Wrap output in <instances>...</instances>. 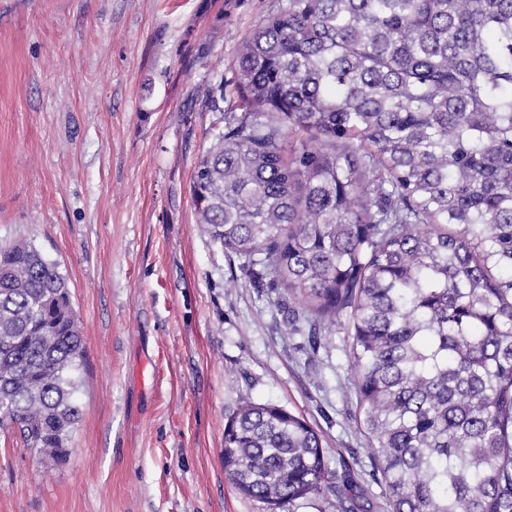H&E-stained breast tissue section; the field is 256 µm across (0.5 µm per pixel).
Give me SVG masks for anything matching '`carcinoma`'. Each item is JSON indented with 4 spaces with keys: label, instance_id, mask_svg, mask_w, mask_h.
I'll list each match as a JSON object with an SVG mask.
<instances>
[{
    "label": "carcinoma",
    "instance_id": "1",
    "mask_svg": "<svg viewBox=\"0 0 512 512\" xmlns=\"http://www.w3.org/2000/svg\"><path fill=\"white\" fill-rule=\"evenodd\" d=\"M224 121L197 223L297 306L344 326L389 512H512V0H287L204 90ZM86 358L67 277L0 247V430L61 460ZM224 472L269 512L336 494L320 435L273 404L224 426Z\"/></svg>",
    "mask_w": 512,
    "mask_h": 512
}]
</instances>
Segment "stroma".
<instances>
[{"mask_svg": "<svg viewBox=\"0 0 512 512\" xmlns=\"http://www.w3.org/2000/svg\"><path fill=\"white\" fill-rule=\"evenodd\" d=\"M286 0H0V245L68 278L87 357L66 460L0 431V512H264L224 474L246 401L321 436L353 512H387L342 329L311 349L288 304L196 222L224 115L197 91Z\"/></svg>", "mask_w": 512, "mask_h": 512, "instance_id": "obj_1", "label": "stroma"}]
</instances>
